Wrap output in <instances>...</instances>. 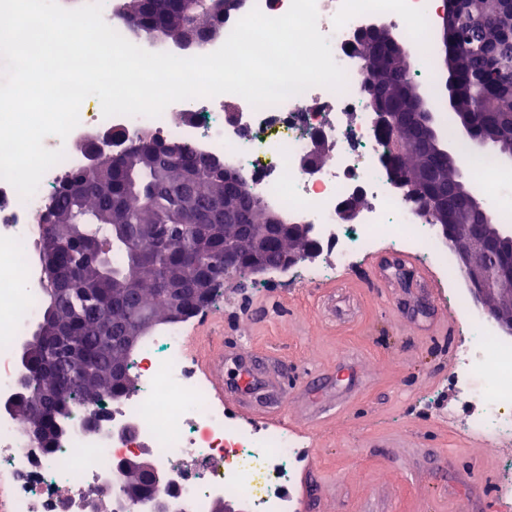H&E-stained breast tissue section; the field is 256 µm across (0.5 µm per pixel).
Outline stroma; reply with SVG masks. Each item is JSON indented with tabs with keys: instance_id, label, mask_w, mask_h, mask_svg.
Masks as SVG:
<instances>
[{
	"instance_id": "35a3bbf8",
	"label": "stroma",
	"mask_w": 512,
	"mask_h": 512,
	"mask_svg": "<svg viewBox=\"0 0 512 512\" xmlns=\"http://www.w3.org/2000/svg\"><path fill=\"white\" fill-rule=\"evenodd\" d=\"M396 255L377 247L328 292L298 281L265 293L252 276L225 279L190 324L188 346L223 353L225 384L245 363H264L253 403L267 401L268 381L287 380L289 416L317 435L307 453L320 512H503L495 487L512 465V437L474 441L466 396L446 377L451 347L470 333L431 335L440 309L410 272L375 278L372 263Z\"/></svg>"
}]
</instances>
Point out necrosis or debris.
<instances>
[{"label":"necrosis or debris","instance_id":"necrosis-or-debris-1","mask_svg":"<svg viewBox=\"0 0 512 512\" xmlns=\"http://www.w3.org/2000/svg\"><path fill=\"white\" fill-rule=\"evenodd\" d=\"M424 0H316L318 29L328 37L335 62L345 71L343 91L314 86L276 105L252 107L243 97L193 98L168 105L157 117H104L100 102L83 101L79 123L67 138L47 136L44 145L65 157L43 175L36 193L21 199L0 180V483L7 512H89L90 489L121 497L120 457L143 449L162 477L158 496L175 512H213L220 500L242 503L245 512H298L288 488L295 484L310 446L305 437L239 419L210 393L188 349L184 330L169 327L149 338L130 360L133 389L108 401L104 429L84 427L85 406L73 408L51 452L33 447L21 416L8 404L18 392L17 343L41 312L34 284L36 216L65 173L87 162L80 142L91 130L129 136L153 135L185 142L238 172L251 193L289 221L311 225L321 251L303 270L320 284L335 269L356 261L381 242L407 250L448 280V305L475 334L456 348L449 378L472 405L469 432L498 439L512 435V336L474 306L461 286L454 256L426 218L408 203L383 166L380 128L361 90L360 59L349 48L353 30L374 20L414 37L431 17ZM124 0H102L104 21L126 40L154 53L190 57L191 52L137 32L121 18ZM331 146L328 161L305 170L302 159L315 140ZM457 152L481 180L486 199L503 223L512 207L501 200V167L474 161L468 142ZM362 201L350 222L340 206Z\"/></svg>","mask_w":512,"mask_h":512}]
</instances>
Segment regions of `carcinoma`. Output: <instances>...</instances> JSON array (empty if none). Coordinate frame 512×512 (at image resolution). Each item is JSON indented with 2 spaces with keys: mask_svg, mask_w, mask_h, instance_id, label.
I'll list each match as a JSON object with an SVG mask.
<instances>
[{
  "mask_svg": "<svg viewBox=\"0 0 512 512\" xmlns=\"http://www.w3.org/2000/svg\"><path fill=\"white\" fill-rule=\"evenodd\" d=\"M124 10L133 28H150L179 41L184 18L171 10L169 0H125ZM451 41L458 79L455 106L474 115L480 136L512 142V0H461ZM354 51L366 72L363 91L369 104L382 100L387 111L400 114L398 131L384 141L391 177L404 191H413V203L429 223H448L468 206L455 187L462 161L435 148H415L426 134L423 113L439 108L440 100L419 104L413 78L418 60L401 55L386 31L365 34ZM111 145L109 141L99 147L98 168L65 175L45 204L56 223L65 225L71 243L53 257L63 269L64 290L54 297L43 291L41 318L29 344L31 378L19 392L34 390L41 399L60 393L48 399L58 429L73 405L81 403L83 391L100 389L105 400L130 392V383L112 379L115 368L130 369L125 324L139 312L150 311L162 319L168 290L191 288L204 273L222 284L224 249L247 256L250 225L266 223L272 213L245 191L237 172L227 168V178L216 176L212 157L187 143L140 140L119 152V162L106 151ZM187 173L192 175L191 194L178 198L166 180L178 181ZM215 194L239 209L242 224L209 240L206 263H192L186 248L193 232L186 225L208 217L206 204ZM79 216L86 223H75ZM140 224L169 225V241L157 247L140 244L137 265L128 242ZM301 245L292 233L273 237L266 259L274 262L284 250ZM134 265L139 285L130 291L124 280Z\"/></svg>",
  "mask_w": 512,
  "mask_h": 512,
  "instance_id": "1",
  "label": "carcinoma"
}]
</instances>
